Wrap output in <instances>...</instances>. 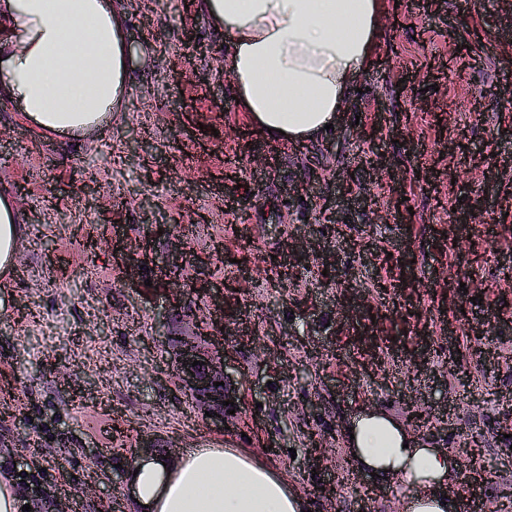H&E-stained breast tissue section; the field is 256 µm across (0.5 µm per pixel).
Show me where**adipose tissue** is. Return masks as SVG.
<instances>
[{
    "label": "adipose tissue",
    "instance_id": "ef3b65f1",
    "mask_svg": "<svg viewBox=\"0 0 512 512\" xmlns=\"http://www.w3.org/2000/svg\"><path fill=\"white\" fill-rule=\"evenodd\" d=\"M229 40L226 72L259 129L286 140L324 135L366 67L380 0H197ZM125 15L116 0H0V98L37 128L64 135L100 125L130 94ZM349 442L364 472L408 489L405 512H457L454 462L413 443L387 414L355 416ZM144 512H306L281 473L236 448H195L177 462H135Z\"/></svg>",
    "mask_w": 512,
    "mask_h": 512
}]
</instances>
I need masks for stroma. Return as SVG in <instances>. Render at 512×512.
Returning a JSON list of instances; mask_svg holds the SVG:
<instances>
[{
    "mask_svg": "<svg viewBox=\"0 0 512 512\" xmlns=\"http://www.w3.org/2000/svg\"><path fill=\"white\" fill-rule=\"evenodd\" d=\"M120 6L138 46L124 111L73 137L0 99V196L22 217L14 263L0 267V476L37 512L50 505L23 481L57 488L75 512H140L130 471L151 439L177 456L241 449L284 473L311 512H404L403 486L360 473L347 451L349 418L382 410L453 454L451 497L505 502L512 0H383L371 64L333 128L303 144L241 111L228 42L192 0ZM192 36L204 52L187 60ZM481 93L482 112H469ZM377 154L387 165L366 178ZM341 176L380 202L339 210L349 247L322 209ZM298 239L307 260L270 287L266 259ZM141 245L155 263L122 281L119 252ZM218 301L237 332L224 348L239 396L227 429L184 395L172 363ZM415 397L431 416L421 428ZM476 465L488 476L473 490Z\"/></svg>",
    "mask_w": 512,
    "mask_h": 512,
    "instance_id": "1",
    "label": "stroma"
}]
</instances>
